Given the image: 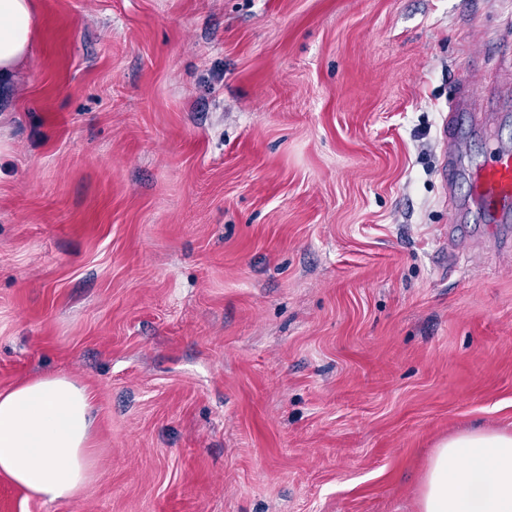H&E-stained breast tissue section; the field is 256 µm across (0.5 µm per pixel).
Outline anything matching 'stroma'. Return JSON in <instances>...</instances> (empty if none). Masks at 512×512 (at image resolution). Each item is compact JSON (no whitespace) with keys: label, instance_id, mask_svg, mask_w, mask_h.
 I'll list each match as a JSON object with an SVG mask.
<instances>
[{"label":"stroma","instance_id":"obj_1","mask_svg":"<svg viewBox=\"0 0 512 512\" xmlns=\"http://www.w3.org/2000/svg\"><path fill=\"white\" fill-rule=\"evenodd\" d=\"M0 85V391L70 376L98 477L0 512H417L512 431V0H35ZM471 69H460L462 58ZM473 95V89L469 85H462L459 88V97L451 112L445 116L441 128V138L445 143L448 141V156L445 155L440 167V177L445 187L452 186L459 167V135L457 127V114L463 109L465 103ZM473 198L483 207L488 224L512 203V154L498 150L469 173Z\"/></svg>","mask_w":512,"mask_h":512}]
</instances>
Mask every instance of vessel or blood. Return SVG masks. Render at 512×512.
I'll return each mask as SVG.
<instances>
[{
  "label": "vessel or blood",
  "mask_w": 512,
  "mask_h": 512,
  "mask_svg": "<svg viewBox=\"0 0 512 512\" xmlns=\"http://www.w3.org/2000/svg\"><path fill=\"white\" fill-rule=\"evenodd\" d=\"M440 134L448 144V154L440 167L445 184H453L459 167V135L456 113L445 116ZM473 198L482 206L488 221H496L500 209L512 204V153L494 152L469 173Z\"/></svg>",
  "instance_id": "1"
}]
</instances>
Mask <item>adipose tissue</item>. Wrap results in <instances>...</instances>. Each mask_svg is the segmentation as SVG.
<instances>
[{"label":"adipose tissue","mask_w":512,"mask_h":512,"mask_svg":"<svg viewBox=\"0 0 512 512\" xmlns=\"http://www.w3.org/2000/svg\"><path fill=\"white\" fill-rule=\"evenodd\" d=\"M33 0H0V78L30 57ZM96 409L87 388L55 374L0 392V475L48 502L80 498L95 480ZM419 512H512V433L472 428L442 441Z\"/></svg>","instance_id":"1"}]
</instances>
